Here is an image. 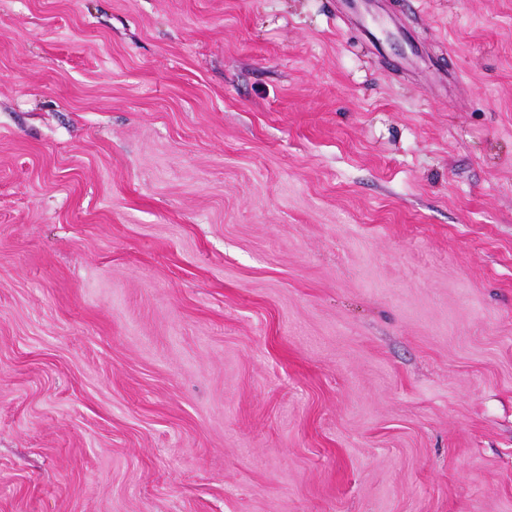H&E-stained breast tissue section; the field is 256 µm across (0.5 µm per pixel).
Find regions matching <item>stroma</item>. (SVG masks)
Returning <instances> with one entry per match:
<instances>
[{"label":"stroma","instance_id":"obj_1","mask_svg":"<svg viewBox=\"0 0 512 512\" xmlns=\"http://www.w3.org/2000/svg\"><path fill=\"white\" fill-rule=\"evenodd\" d=\"M370 9L0 0V512H512V0Z\"/></svg>","mask_w":512,"mask_h":512}]
</instances>
